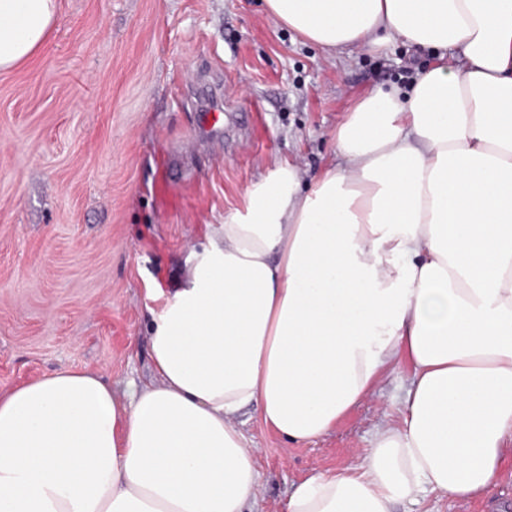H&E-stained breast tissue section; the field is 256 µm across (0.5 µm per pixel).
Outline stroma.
Segmentation results:
<instances>
[{"label": "stroma", "instance_id": "stroma-1", "mask_svg": "<svg viewBox=\"0 0 512 512\" xmlns=\"http://www.w3.org/2000/svg\"><path fill=\"white\" fill-rule=\"evenodd\" d=\"M432 50L334 58L263 0H58L31 64L0 72V390L61 370L149 381L146 291L177 286L212 225L273 161L319 175L337 125L376 88L408 87ZM224 112L206 131V108ZM407 384L392 376L325 436L293 445L240 414L260 512L293 484L357 466ZM512 505V452L488 497L433 494L396 512Z\"/></svg>", "mask_w": 512, "mask_h": 512}]
</instances>
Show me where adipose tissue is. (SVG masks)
<instances>
[{
	"label": "adipose tissue",
	"mask_w": 512,
	"mask_h": 512,
	"mask_svg": "<svg viewBox=\"0 0 512 512\" xmlns=\"http://www.w3.org/2000/svg\"><path fill=\"white\" fill-rule=\"evenodd\" d=\"M333 53L399 39L445 56L378 90L311 184L289 162L147 292L155 380L62 369L0 392V512H246L245 407L307 444L407 371L363 462L286 512L486 497L512 447V0H265ZM57 0H0V71L44 47Z\"/></svg>",
	"instance_id": "adipose-tissue-1"
}]
</instances>
